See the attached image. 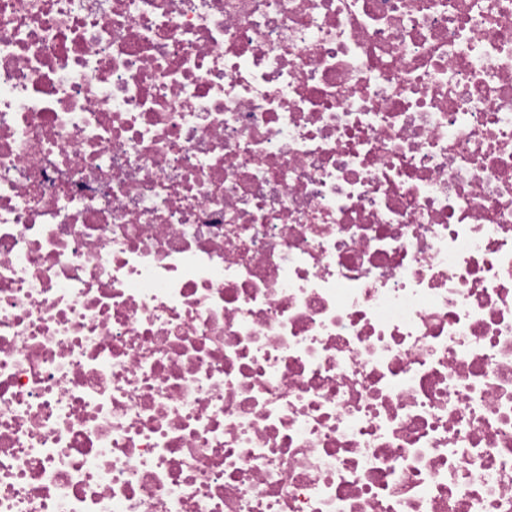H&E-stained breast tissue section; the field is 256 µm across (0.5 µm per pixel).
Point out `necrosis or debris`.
<instances>
[{"mask_svg": "<svg viewBox=\"0 0 512 512\" xmlns=\"http://www.w3.org/2000/svg\"><path fill=\"white\" fill-rule=\"evenodd\" d=\"M0 512H512V0H0Z\"/></svg>", "mask_w": 512, "mask_h": 512, "instance_id": "1", "label": "necrosis or debris"}]
</instances>
